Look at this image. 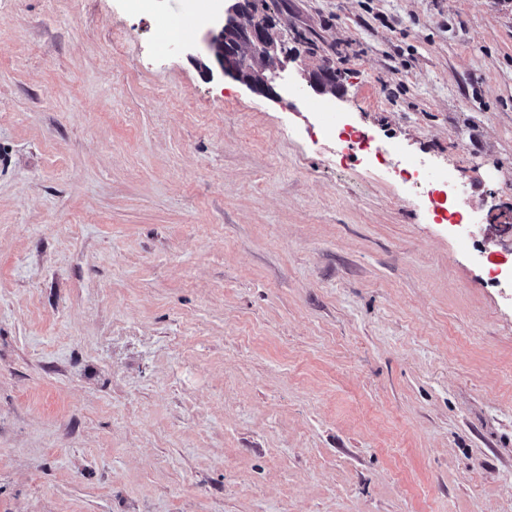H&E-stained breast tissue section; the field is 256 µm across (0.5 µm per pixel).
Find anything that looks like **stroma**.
Listing matches in <instances>:
<instances>
[{
    "instance_id": "35a3bbf8",
    "label": "stroma",
    "mask_w": 512,
    "mask_h": 512,
    "mask_svg": "<svg viewBox=\"0 0 512 512\" xmlns=\"http://www.w3.org/2000/svg\"><path fill=\"white\" fill-rule=\"evenodd\" d=\"M268 13L273 97L0 0V512H512V305L302 78L512 222V0Z\"/></svg>"
}]
</instances>
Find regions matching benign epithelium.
<instances>
[{
    "label": "benign epithelium",
    "instance_id": "obj_1",
    "mask_svg": "<svg viewBox=\"0 0 512 512\" xmlns=\"http://www.w3.org/2000/svg\"><path fill=\"white\" fill-rule=\"evenodd\" d=\"M235 28L238 37L224 43V56L217 59L221 72L245 84L251 90L273 96L275 91L272 82L276 70L284 67L288 60V49L282 37L270 19L251 9L245 8L243 0L236 2L227 9L222 30ZM262 54L271 61L268 68L270 76L261 82L250 76L249 63L253 55ZM309 87L316 93H324L327 84L338 82L336 73L317 70L304 74Z\"/></svg>",
    "mask_w": 512,
    "mask_h": 512
}]
</instances>
